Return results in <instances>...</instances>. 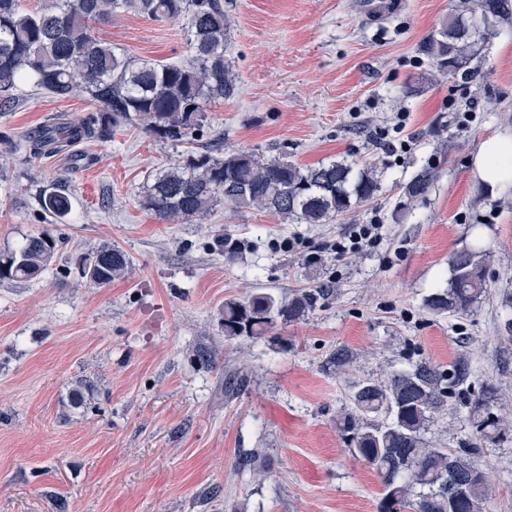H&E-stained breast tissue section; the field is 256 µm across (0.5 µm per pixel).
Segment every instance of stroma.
Wrapping results in <instances>:
<instances>
[{"label": "stroma", "mask_w": 512, "mask_h": 512, "mask_svg": "<svg viewBox=\"0 0 512 512\" xmlns=\"http://www.w3.org/2000/svg\"><path fill=\"white\" fill-rule=\"evenodd\" d=\"M371 2L224 0L238 90L182 143L131 123L31 157L10 142L99 104L26 85L0 112V250L41 232L57 243L37 279L0 280V512H377L380 481L351 456L336 417L355 382L421 359L468 360L466 387L494 383L496 413L512 414V195L472 166L485 139L512 134V16L464 81L424 50L463 0H388L382 16ZM96 33L133 57L190 58L180 21L124 14ZM216 139L300 166L372 165L381 189L329 224L224 204L170 224L141 207L160 170ZM424 167L438 178L408 200ZM59 184L72 208L55 220L41 194ZM375 223L378 246L337 257L350 225ZM226 234L239 246L231 264L217 245ZM477 242L491 252L486 297L468 313L430 314L423 301L448 279L449 254ZM104 245L130 269L95 288L82 264ZM322 282L334 296L302 320L225 337V301ZM341 346L355 359L338 370L328 359ZM202 347L214 365L198 362ZM467 414L449 399L428 439L465 446ZM476 461L490 476L487 512H512V428Z\"/></svg>", "instance_id": "stroma-1"}]
</instances>
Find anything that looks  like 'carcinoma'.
<instances>
[{
    "instance_id": "carcinoma-1",
    "label": "carcinoma",
    "mask_w": 512,
    "mask_h": 512,
    "mask_svg": "<svg viewBox=\"0 0 512 512\" xmlns=\"http://www.w3.org/2000/svg\"><path fill=\"white\" fill-rule=\"evenodd\" d=\"M133 12L152 21H185L194 61L188 66L134 60L100 39L91 23ZM512 14L509 0H468L465 13L433 34L427 52L448 74L463 80L481 53L486 37H476L475 22H499ZM230 22L224 0H46L35 10L20 0H0V111L17 99L21 87L56 98L84 90L102 104V114L80 123H57L25 137L35 156L57 152L84 137L103 134L110 124L137 123L165 140L180 141L203 125L205 106L237 91L236 77L224 47ZM436 179L422 168L404 187L405 194H426ZM373 166L354 172L346 159L315 167H299L251 151L204 154L159 172L147 186L140 206L165 222L201 219L220 203L253 208L284 220L329 224L352 215L358 204L379 191ZM44 211L57 218L72 207L58 185L41 197ZM56 248L53 239L29 235L16 250L0 252V280L30 281L42 274ZM489 253L471 246L449 255L450 277L424 299L434 314L467 313L486 297L485 268ZM126 254L104 245L84 268L95 286H105L127 273ZM334 289L323 283L299 290L290 298L257 292L244 300L224 302V335L258 338L277 321L295 322L328 300ZM469 374L460 360L446 370L419 360L391 372L385 380H360L351 407L336 419L352 456L374 470L381 481L378 512H484L489 476L468 455L494 443L512 427V419L492 412L497 389L460 392ZM464 395L473 442L467 448H443L426 438L435 417L448 409V399Z\"/></svg>"
}]
</instances>
